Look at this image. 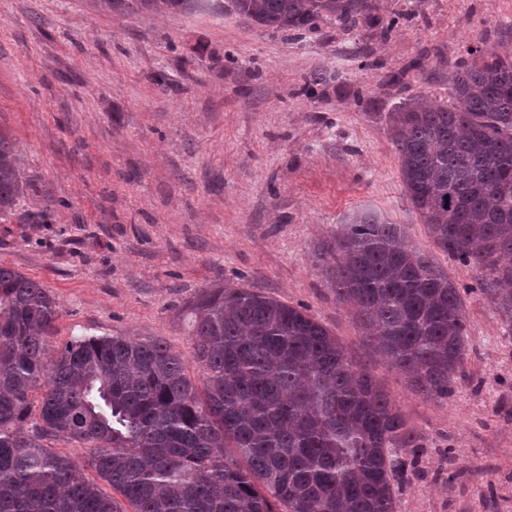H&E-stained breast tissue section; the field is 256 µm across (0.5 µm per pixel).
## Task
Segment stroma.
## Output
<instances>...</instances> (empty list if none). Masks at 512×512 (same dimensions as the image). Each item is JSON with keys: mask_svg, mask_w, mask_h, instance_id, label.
I'll use <instances>...</instances> for the list:
<instances>
[{"mask_svg": "<svg viewBox=\"0 0 512 512\" xmlns=\"http://www.w3.org/2000/svg\"><path fill=\"white\" fill-rule=\"evenodd\" d=\"M386 38L320 23L269 33L235 14L0 0V134L26 184L0 264L55 298L54 347L159 339L190 356L182 310L231 282L304 310L368 368L420 444L397 512H512V320L436 247L387 115L445 104L472 49H512V0H378ZM326 83L304 86L314 73ZM357 211L401 225L457 287L467 378L415 395L368 345L319 259Z\"/></svg>", "mask_w": 512, "mask_h": 512, "instance_id": "1", "label": "stroma"}]
</instances>
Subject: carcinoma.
Instances as JSON below:
<instances>
[{"mask_svg": "<svg viewBox=\"0 0 512 512\" xmlns=\"http://www.w3.org/2000/svg\"><path fill=\"white\" fill-rule=\"evenodd\" d=\"M111 8H203L273 33L320 21L386 37L399 16L377 0H104ZM448 104L410 96L388 113L406 194L435 244L479 274L512 318V51L456 71ZM0 136V218L23 189ZM321 258L336 298L375 354L426 399L466 379L468 321L457 285L405 243L401 225L364 213ZM192 358L123 334L54 349L56 302L0 265V512H126L49 448H90V467L132 512H396L417 447L371 374L304 311L249 288L202 289L186 306Z\"/></svg>", "mask_w": 512, "mask_h": 512, "instance_id": "cac0c4a2", "label": "carcinoma"}]
</instances>
